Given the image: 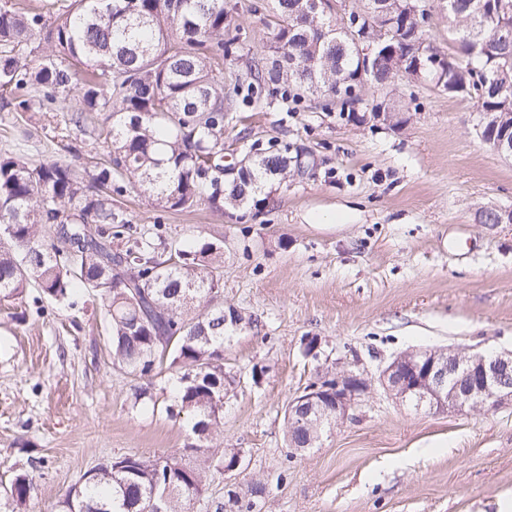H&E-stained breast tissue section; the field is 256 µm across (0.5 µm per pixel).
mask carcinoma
<instances>
[{
    "instance_id": "carcinoma-1",
    "label": "carcinoma",
    "mask_w": 512,
    "mask_h": 512,
    "mask_svg": "<svg viewBox=\"0 0 512 512\" xmlns=\"http://www.w3.org/2000/svg\"><path fill=\"white\" fill-rule=\"evenodd\" d=\"M269 53L249 61L258 86L293 90L299 102L328 94L355 105L364 87L387 96L401 78L432 85L427 58L439 53L413 14L414 0H362L343 14L314 9L311 0H268ZM457 40L447 54L441 91L471 105L502 132L512 115V12L484 17L487 0H445ZM46 24L45 6L0 5V87L18 112H52L78 97L77 127L102 117L91 133L108 144L107 159L82 174L60 158L33 160L0 150V302L29 288L65 303L75 290L96 296L112 336L113 363L141 378L171 374L176 394L165 411L194 419L199 454L190 465L178 452L125 453L99 461L81 476L58 512H190L204 503L207 472L232 466L240 448L216 451L224 400L239 386L224 371V344L258 322L224 308V248L204 242L162 259L155 243L132 233L116 205L127 186L161 210L215 212L259 207L261 195L288 180L291 157L276 148L246 153L237 174L224 176V121L235 95L224 92V56L243 48L224 0H66ZM386 35L378 61L361 60L347 28ZM41 37L48 50L29 60L23 49ZM486 74L480 83L477 72ZM117 230H112V225ZM127 235L112 249V237ZM33 473L18 470L7 494L22 510L34 492ZM268 494L254 481L227 491L216 512H253Z\"/></svg>"
}]
</instances>
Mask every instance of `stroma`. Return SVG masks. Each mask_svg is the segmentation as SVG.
Instances as JSON below:
<instances>
[{"label":"stroma","mask_w":512,"mask_h":512,"mask_svg":"<svg viewBox=\"0 0 512 512\" xmlns=\"http://www.w3.org/2000/svg\"><path fill=\"white\" fill-rule=\"evenodd\" d=\"M226 2L249 54H267L264 0ZM393 97L395 127L369 119L368 98L353 119L322 96L296 104L264 89L237 104L226 154L285 145L310 163L260 208L163 212L133 188L120 199L133 230L154 243H222L224 303L258 321L224 346V368L242 385L224 405L217 442L247 454L237 484L267 481L261 512H501L512 500V404L417 411L375 385L318 447L286 443L285 407L318 369L371 379L412 349L512 351V224L476 219L484 207L512 210V159L480 140L466 102L405 79ZM66 140L76 166L108 152L62 117L18 115L0 90V149L45 159ZM335 213L344 223H327ZM308 336L321 341L320 361L303 354ZM143 384L113 364L91 293L71 306L34 288L0 302V512H12L5 490L31 459L46 465L28 510L55 512L101 459L194 443L189 420L133 403Z\"/></svg>","instance_id":"stroma-1"}]
</instances>
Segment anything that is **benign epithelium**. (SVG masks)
<instances>
[{"label": "benign epithelium", "instance_id": "7a95c632", "mask_svg": "<svg viewBox=\"0 0 512 512\" xmlns=\"http://www.w3.org/2000/svg\"><path fill=\"white\" fill-rule=\"evenodd\" d=\"M348 33L361 59L370 60L380 49V38L365 39L352 28ZM477 133L495 151L512 158V136H496L481 126ZM373 382L395 401L420 410L489 412L512 403V352L412 350L394 356L372 382L352 370L331 371L288 402L289 433L307 429L311 416L329 427L348 418Z\"/></svg>", "mask_w": 512, "mask_h": 512}]
</instances>
